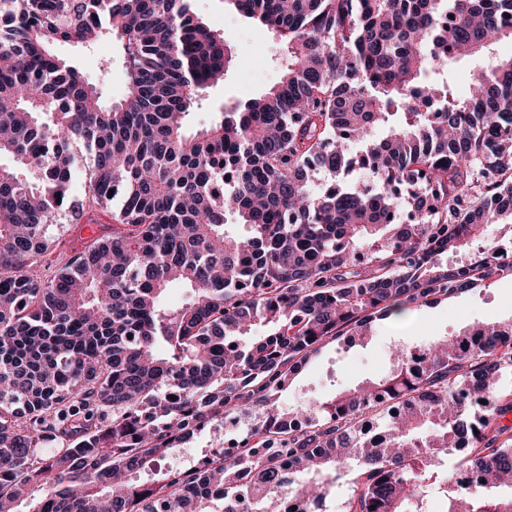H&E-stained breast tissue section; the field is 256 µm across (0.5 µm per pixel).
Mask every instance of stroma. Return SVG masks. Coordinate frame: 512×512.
Returning <instances> with one entry per match:
<instances>
[{"label":"stroma","mask_w":512,"mask_h":512,"mask_svg":"<svg viewBox=\"0 0 512 512\" xmlns=\"http://www.w3.org/2000/svg\"><path fill=\"white\" fill-rule=\"evenodd\" d=\"M193 11L232 49L233 61L223 83L207 90L188 117L191 128L208 124L217 112L274 87L287 56L277 38L231 9L226 0H192ZM58 53L96 82L110 101L126 94L125 64L117 41L106 37L90 47L63 45ZM512 316V276H498L431 308L412 312L403 323L377 322L370 336L355 343H331L294 379L283 398L288 403L322 402L336 392L379 377L390 367L398 345H423L476 322Z\"/></svg>","instance_id":"stroma-1"}]
</instances>
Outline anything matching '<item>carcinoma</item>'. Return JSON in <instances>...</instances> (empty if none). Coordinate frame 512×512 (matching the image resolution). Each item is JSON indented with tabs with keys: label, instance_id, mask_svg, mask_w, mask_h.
I'll use <instances>...</instances> for the list:
<instances>
[{
	"label": "carcinoma",
	"instance_id": "cac0c4a2",
	"mask_svg": "<svg viewBox=\"0 0 512 512\" xmlns=\"http://www.w3.org/2000/svg\"><path fill=\"white\" fill-rule=\"evenodd\" d=\"M190 2L0 0V512H284L333 474L342 512H422L424 455L460 440L473 481L440 477L448 512H512V317L280 403L326 344L503 274L486 229L512 224V56L466 98L451 66L512 39V0H227L288 66L196 131L232 54ZM103 36L128 79L110 105L54 52ZM97 211L102 236L43 281L54 226ZM230 418L241 460L134 478Z\"/></svg>",
	"mask_w": 512,
	"mask_h": 512
}]
</instances>
